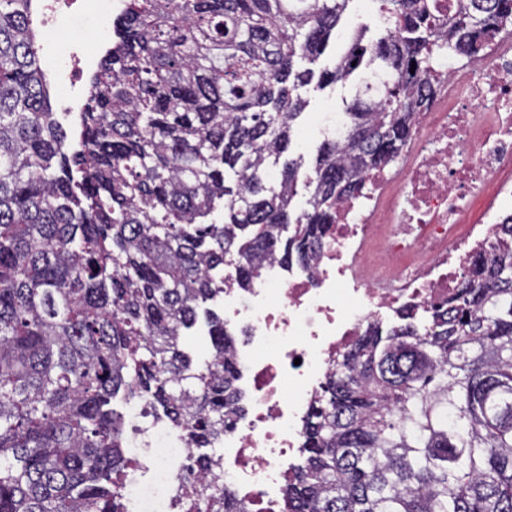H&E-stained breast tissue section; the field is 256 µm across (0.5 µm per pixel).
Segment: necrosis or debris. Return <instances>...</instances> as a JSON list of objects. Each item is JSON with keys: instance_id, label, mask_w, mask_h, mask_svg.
I'll list each match as a JSON object with an SVG mask.
<instances>
[{"instance_id": "obj_1", "label": "necrosis or debris", "mask_w": 512, "mask_h": 512, "mask_svg": "<svg viewBox=\"0 0 512 512\" xmlns=\"http://www.w3.org/2000/svg\"><path fill=\"white\" fill-rule=\"evenodd\" d=\"M112 0H41L42 24L110 12ZM439 90L416 116L399 165L371 174L342 202L308 266L265 261L253 288L226 281L224 328L243 411L216 442L214 480L242 512H287L303 426L337 357L370 326L421 319L446 304L488 250L512 205V35L493 38L477 67L434 63ZM136 464L128 512H182L192 454L168 424L124 414Z\"/></svg>"}]
</instances>
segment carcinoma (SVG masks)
<instances>
[{"instance_id":"1","label":"carcinoma","mask_w":512,"mask_h":512,"mask_svg":"<svg viewBox=\"0 0 512 512\" xmlns=\"http://www.w3.org/2000/svg\"><path fill=\"white\" fill-rule=\"evenodd\" d=\"M32 2L0 0V512H124L119 396L195 450L197 512L221 495L236 512L208 480L242 411L224 266L247 289L263 258L309 263L337 205L413 139L434 57L478 56L512 0H380L384 36L356 32L332 69L314 64L350 0H125L75 129L52 110ZM368 69L292 215L301 89ZM200 325L205 359L184 345ZM301 453L288 512H512V242L477 252L427 324L344 351Z\"/></svg>"}]
</instances>
